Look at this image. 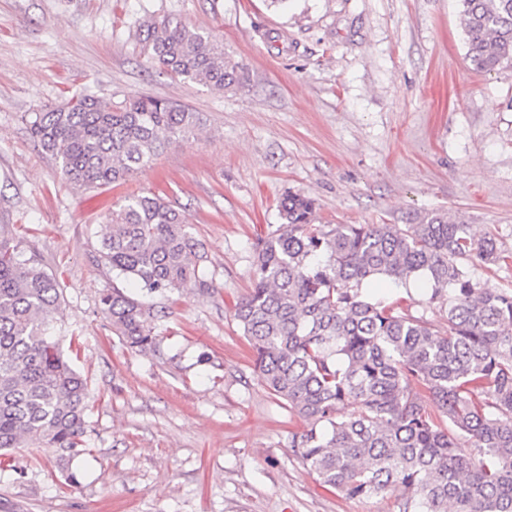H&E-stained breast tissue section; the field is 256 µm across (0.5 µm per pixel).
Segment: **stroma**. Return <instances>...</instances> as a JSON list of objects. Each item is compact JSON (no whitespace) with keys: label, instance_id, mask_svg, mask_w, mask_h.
<instances>
[{"label":"stroma","instance_id":"35a3bbf8","mask_svg":"<svg viewBox=\"0 0 512 512\" xmlns=\"http://www.w3.org/2000/svg\"><path fill=\"white\" fill-rule=\"evenodd\" d=\"M167 16L222 40L240 85L161 70L138 23ZM82 95L168 99L203 124L125 183L84 189L29 132L33 113ZM148 190L184 212L208 279L155 296V356L102 313L104 293L138 289L96 253L112 209ZM290 192L314 200L317 224L447 213L507 256L475 265L478 286L512 290V67L473 70L458 0H0V230L54 278L91 393L85 453L12 449L0 512H400L393 494L322 488L294 457L303 425L259 380L233 317ZM367 290L448 329L423 282Z\"/></svg>","mask_w":512,"mask_h":512}]
</instances>
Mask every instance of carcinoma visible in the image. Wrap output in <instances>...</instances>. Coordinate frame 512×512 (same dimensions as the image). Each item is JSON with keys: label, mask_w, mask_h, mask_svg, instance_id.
<instances>
[{"label": "carcinoma", "mask_w": 512, "mask_h": 512, "mask_svg": "<svg viewBox=\"0 0 512 512\" xmlns=\"http://www.w3.org/2000/svg\"><path fill=\"white\" fill-rule=\"evenodd\" d=\"M473 69L512 67V0H460ZM166 72L217 90L240 83L224 45L164 17L140 25ZM199 113L136 96H92L36 112L32 138L83 188L118 183ZM314 202L288 193L282 223L254 246L255 286L234 311L259 379L306 424L290 448L319 483L349 498L396 492L403 512H512V290L477 287L469 264L503 259L494 238L432 212L417 224H313ZM100 262L149 294L207 286L186 217L156 193L112 210ZM377 276L423 277L448 306V333L374 301ZM54 279L0 235V451L30 446L83 454L87 378L63 349ZM113 331L154 352L152 305L118 288L101 298ZM432 400L437 410L428 409Z\"/></svg>", "instance_id": "carcinoma-1"}]
</instances>
